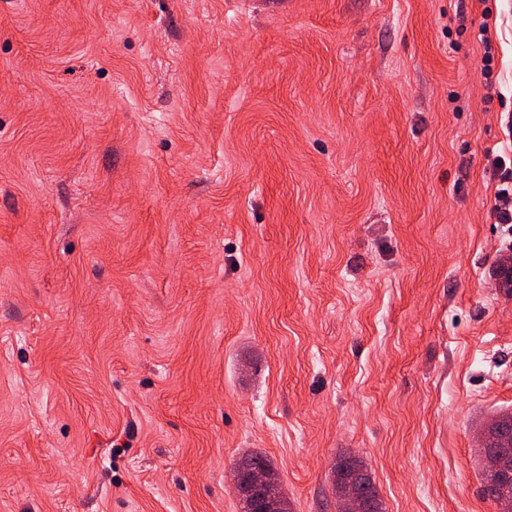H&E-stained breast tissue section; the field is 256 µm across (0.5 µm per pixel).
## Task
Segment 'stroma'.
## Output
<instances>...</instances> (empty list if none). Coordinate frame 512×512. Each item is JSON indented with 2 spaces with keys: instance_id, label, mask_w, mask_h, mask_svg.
Instances as JSON below:
<instances>
[{
  "instance_id": "35a3bbf8",
  "label": "stroma",
  "mask_w": 512,
  "mask_h": 512,
  "mask_svg": "<svg viewBox=\"0 0 512 512\" xmlns=\"http://www.w3.org/2000/svg\"><path fill=\"white\" fill-rule=\"evenodd\" d=\"M511 114L512 0H0V512H495ZM492 167L498 179L496 197V223L512 224V158L503 153L493 158ZM255 454L257 456L253 457L252 459L257 461L260 465L268 469L270 472H272L275 479L269 476V474L264 468H255L251 471V480L256 484L271 486L270 494L267 500V507L288 511V498L286 497L282 486H279V482L276 480L278 479V476L275 470L273 469L270 460H268V458L261 453ZM335 491L348 483L354 484V489L368 504L366 512H385L382 500L372 476L364 461L358 457L341 455L336 462ZM484 471V484L482 486V494L485 499L494 502L502 495H511L512 497V472L511 478H503L493 471Z\"/></svg>"
}]
</instances>
